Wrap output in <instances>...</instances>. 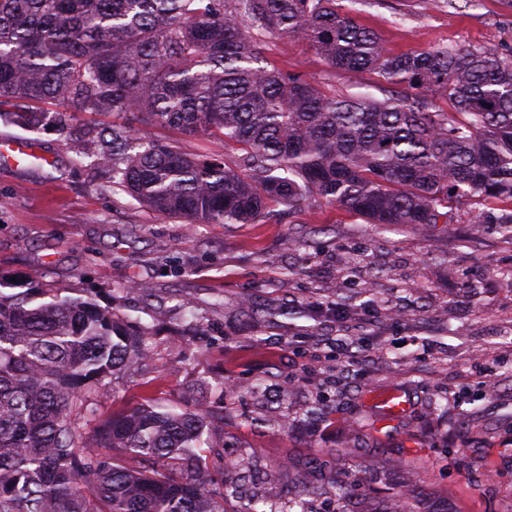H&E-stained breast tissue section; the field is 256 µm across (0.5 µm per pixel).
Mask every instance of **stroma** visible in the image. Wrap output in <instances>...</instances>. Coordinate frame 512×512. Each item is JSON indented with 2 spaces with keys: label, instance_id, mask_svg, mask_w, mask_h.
<instances>
[{
  "label": "stroma",
  "instance_id": "stroma-1",
  "mask_svg": "<svg viewBox=\"0 0 512 512\" xmlns=\"http://www.w3.org/2000/svg\"><path fill=\"white\" fill-rule=\"evenodd\" d=\"M392 55L471 45L512 54V0H338ZM266 60L344 93L373 74L331 70L305 45L264 38ZM47 156L0 160V275L93 297L141 326L152 358L114 375L101 415L159 402L224 414V464L244 497L275 464L350 474L385 512L409 467L428 474L422 512H512V239L478 224L476 204L448 225L380 228L326 203L276 207L259 224H186L75 169L54 128L0 125ZM192 307L196 324L184 318ZM362 336L351 372L336 342ZM404 413L382 422L375 396Z\"/></svg>",
  "mask_w": 512,
  "mask_h": 512
}]
</instances>
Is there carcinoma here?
Segmentation results:
<instances>
[{
	"instance_id": "1",
	"label": "carcinoma",
	"mask_w": 512,
	"mask_h": 512,
	"mask_svg": "<svg viewBox=\"0 0 512 512\" xmlns=\"http://www.w3.org/2000/svg\"><path fill=\"white\" fill-rule=\"evenodd\" d=\"M260 35L304 44L333 70L375 73L400 95L345 94L271 68ZM47 99L63 109L30 106ZM101 112L125 121L81 120ZM0 124L56 127L74 166L188 224H255L280 205L325 202L366 224L426 226L477 201L501 207L478 223L492 218L512 239V55L387 54L336 0H0ZM156 126L220 139L234 160L188 155ZM145 335L90 297L0 276V512H226L237 483L197 453L220 414L148 400L96 415L108 380L148 359ZM273 471L286 482L270 486L293 494L288 512L331 494L336 512H364L337 475ZM419 488L389 512H418Z\"/></svg>"
}]
</instances>
